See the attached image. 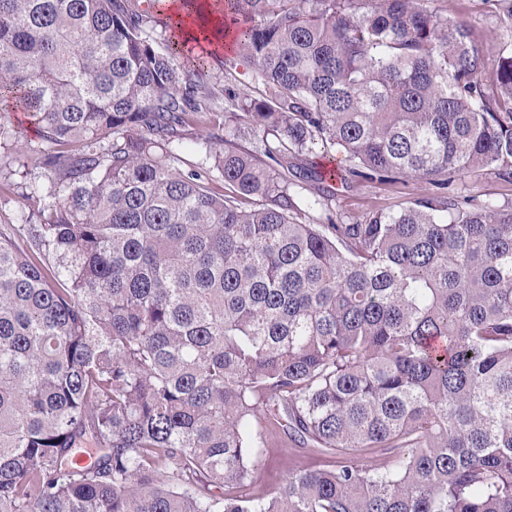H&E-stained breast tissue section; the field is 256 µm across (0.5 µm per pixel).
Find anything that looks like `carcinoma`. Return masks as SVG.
Returning a JSON list of instances; mask_svg holds the SVG:
<instances>
[{
    "label": "carcinoma",
    "instance_id": "cac0c4a2",
    "mask_svg": "<svg viewBox=\"0 0 512 512\" xmlns=\"http://www.w3.org/2000/svg\"><path fill=\"white\" fill-rule=\"evenodd\" d=\"M223 2L268 91L259 150L214 155L249 210L166 162L209 93L157 0H0V107L52 173L0 228V512H512V209L447 193L512 181V49L486 84L426 0ZM316 140L440 192L304 223ZM279 432L332 464L253 487ZM448 194L464 197L478 196L503 208H512V183L500 179L492 170L463 172L455 175Z\"/></svg>",
    "mask_w": 512,
    "mask_h": 512
}]
</instances>
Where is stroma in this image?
<instances>
[{"label": "stroma", "instance_id": "stroma-1", "mask_svg": "<svg viewBox=\"0 0 512 512\" xmlns=\"http://www.w3.org/2000/svg\"><path fill=\"white\" fill-rule=\"evenodd\" d=\"M432 6L446 9L449 20L471 29L474 44L484 61L481 77L484 82L493 81L502 47L512 43V31L502 23L498 0H433ZM203 82L211 91L203 115L200 120L182 127L181 140L168 162L185 173H207L213 185L219 187L223 179L206 145L213 138L231 136L239 147L257 149L258 137L235 134V124L228 121L226 114L233 109V95L245 92L261 98L265 89L252 81L245 68L234 66L233 54L229 51L211 56ZM0 128L6 132L5 137L0 138L1 227L25 219L31 210V203L24 195L26 186L46 182L50 171L42 163V147L34 141L24 113L0 109ZM295 191L301 201L304 222L322 224L332 218L337 223L347 224L373 210L397 212L414 199L433 193L434 188L425 181L365 182L348 177L323 184L308 177L299 182ZM448 192L458 197L475 196L503 209L512 208V183L487 169L455 175ZM315 464V459L292 450L285 439L272 438L264 450V464L256 476V484L266 490L274 489L282 483L289 469L309 468Z\"/></svg>", "mask_w": 512, "mask_h": 512}]
</instances>
